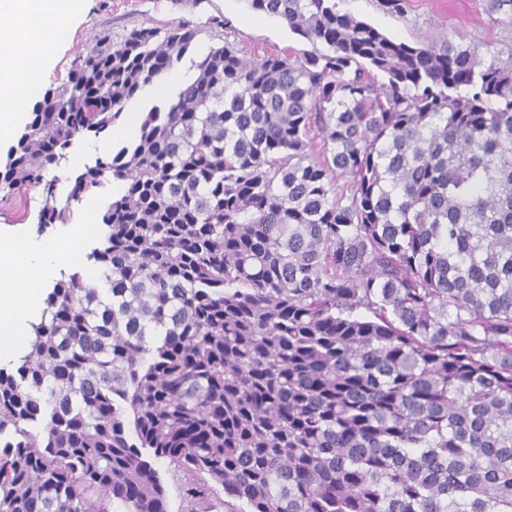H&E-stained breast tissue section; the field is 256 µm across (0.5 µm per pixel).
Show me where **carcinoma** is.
<instances>
[{"label":"carcinoma","instance_id":"carcinoma-1","mask_svg":"<svg viewBox=\"0 0 512 512\" xmlns=\"http://www.w3.org/2000/svg\"><path fill=\"white\" fill-rule=\"evenodd\" d=\"M247 2L312 49L210 50L61 202L50 171L195 32L100 36L0 167L40 234L127 185L84 254L112 301L57 280L0 369V512H166L145 450L182 512H512V60ZM150 461L153 467L158 470L159 474L161 475L166 485L168 491L167 511L180 512L181 498L177 486L175 485L172 479L173 469L169 466L168 461L157 460L152 457L150 458Z\"/></svg>","mask_w":512,"mask_h":512}]
</instances>
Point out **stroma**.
I'll return each instance as SVG.
<instances>
[{
  "label": "stroma",
  "instance_id": "obj_1",
  "mask_svg": "<svg viewBox=\"0 0 512 512\" xmlns=\"http://www.w3.org/2000/svg\"><path fill=\"white\" fill-rule=\"evenodd\" d=\"M491 0H406L404 13L388 12L381 0H339L338 7L376 27L392 39L419 46L439 37L470 47L479 60L512 56V12L491 10ZM185 21L195 38L176 73L193 76L194 63L211 48L231 44L239 56L260 60L287 56L305 48V41L279 19L253 13L246 0H82L66 38L56 41L40 85L65 83L94 36L121 39L132 29H166ZM40 190L0 199V237L25 234L38 239Z\"/></svg>",
  "mask_w": 512,
  "mask_h": 512
}]
</instances>
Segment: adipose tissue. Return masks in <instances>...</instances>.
I'll return each mask as SVG.
<instances>
[{"instance_id":"1","label":"adipose tissue","mask_w":512,"mask_h":512,"mask_svg":"<svg viewBox=\"0 0 512 512\" xmlns=\"http://www.w3.org/2000/svg\"><path fill=\"white\" fill-rule=\"evenodd\" d=\"M81 0H0V144L14 139L28 99L14 81L17 69L37 78L38 65L55 43L53 33L69 27ZM35 299L30 292L0 300V355L10 353L27 334V320Z\"/></svg>"}]
</instances>
